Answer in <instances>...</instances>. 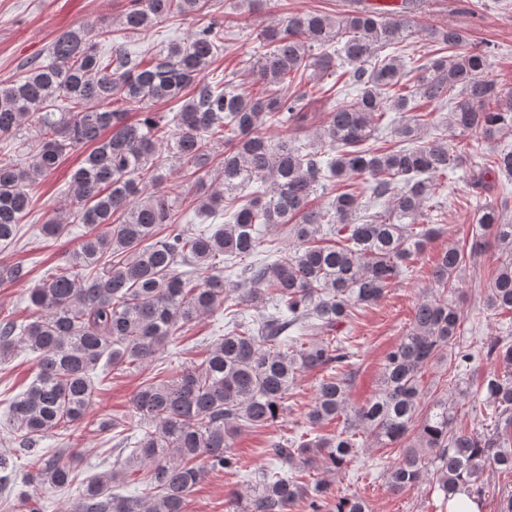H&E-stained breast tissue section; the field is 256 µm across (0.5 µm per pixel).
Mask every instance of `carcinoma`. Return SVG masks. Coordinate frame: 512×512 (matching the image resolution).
I'll use <instances>...</instances> for the list:
<instances>
[{
	"label": "carcinoma",
	"mask_w": 512,
	"mask_h": 512,
	"mask_svg": "<svg viewBox=\"0 0 512 512\" xmlns=\"http://www.w3.org/2000/svg\"><path fill=\"white\" fill-rule=\"evenodd\" d=\"M218 0H131L119 31L99 41L69 30L50 46L49 61L27 63L24 75L0 82V138L35 132L24 164L0 161V287L25 280L26 267L8 259L20 224L31 213L37 181L51 175L69 152L90 148L70 182L71 208L52 209L44 235L58 238L84 225L67 265L28 289L30 318H0V361L24 348L38 354L35 379L8 406L11 454H0V494L18 512H43L39 497L16 489V480L65 489L78 481L76 459L40 454L39 441L82 420L93 401L91 374L146 368L161 347L191 323L212 314L232 294L256 314L227 318L224 336L174 378L147 376L133 395L139 436L112 471L81 480L67 512H186L207 471L238 472L233 440L243 428H269L283 414L290 384L321 369L307 421L320 428L340 417L344 428L308 440L270 439L266 466L233 500V512H369L356 496H340L312 471H339L365 442L403 446L387 480L398 491L415 487L433 465L444 498L464 487L478 493L489 466L512 472V449L489 445L457 424L448 395L421 406L422 370L454 354L450 370L474 359L460 343L462 315L453 296L472 253L491 238L506 255L489 284L487 308L512 313V221L505 207L484 204L470 243L442 250L434 267L436 292L419 300L408 332L382 363L379 391L349 407L348 382L356 353L326 335L357 308L377 304L407 264L444 232L433 218V179L448 177L460 160L446 138L430 137L424 104L448 105V128L473 137L476 151L512 131V89L490 78L485 51L465 49L454 26L423 29L446 54L404 63L398 52L416 34L405 14L384 17L357 8L341 19L315 11L288 13L256 38L265 51L251 66L257 90L238 93L223 80L201 77L224 50V28L235 19L212 16ZM199 18L183 42L146 58L128 39L171 18ZM337 75L317 93L337 96L322 128L304 142L272 139L267 125L298 130L309 93L283 95L277 87L302 81L308 71ZM182 102L176 122L159 126L145 106ZM136 112L140 118L131 120ZM401 115L396 147L370 144L389 114ZM224 141L217 185L200 198L199 211L224 216L213 232H197L169 202L155 167L159 152L185 168L184 193L211 162L208 144ZM472 181L512 176V151L482 154ZM370 177V200L336 183ZM252 183L261 192L238 194ZM327 201L310 206L318 192ZM288 225L296 249L283 254L268 228ZM238 269L224 276V264ZM202 271L206 276L200 277ZM498 372L481 384L485 401L506 415L497 431L512 443V344L494 338L483 346ZM208 459V469L197 464ZM142 474L133 495L114 492L123 477Z\"/></svg>",
	"instance_id": "1"
}]
</instances>
